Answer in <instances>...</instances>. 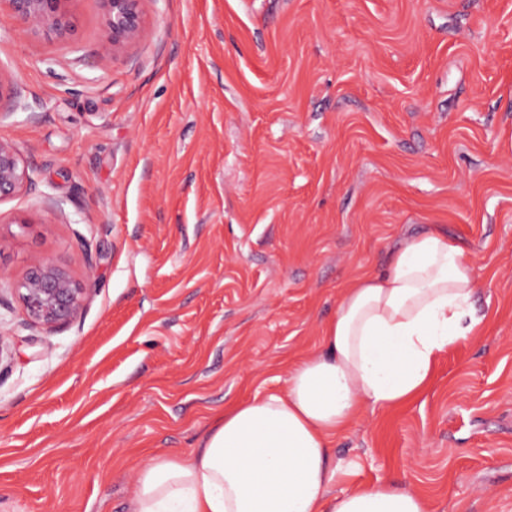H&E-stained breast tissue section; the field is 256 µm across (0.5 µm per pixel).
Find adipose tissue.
Masks as SVG:
<instances>
[{
	"label": "adipose tissue",
	"mask_w": 512,
	"mask_h": 512,
	"mask_svg": "<svg viewBox=\"0 0 512 512\" xmlns=\"http://www.w3.org/2000/svg\"><path fill=\"white\" fill-rule=\"evenodd\" d=\"M477 290L439 230L407 239L385 270L346 289L323 350L289 370L281 393L234 405L197 449L145 465L129 512H431L391 481L348 485L332 453L364 408L394 409L426 390L438 355L482 325Z\"/></svg>",
	"instance_id": "1"
}]
</instances>
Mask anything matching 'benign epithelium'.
<instances>
[{
    "label": "benign epithelium",
    "instance_id": "benign-epithelium-1",
    "mask_svg": "<svg viewBox=\"0 0 512 512\" xmlns=\"http://www.w3.org/2000/svg\"><path fill=\"white\" fill-rule=\"evenodd\" d=\"M76 0H0L8 16L34 34L64 37L71 28V5ZM105 36L103 55H113L133 43L143 27L144 0H97ZM12 79L0 73V126L20 108ZM35 189L32 170L21 149L0 136V204ZM31 325L50 333L74 321L83 311L87 289L49 261L33 266L14 285Z\"/></svg>",
    "mask_w": 512,
    "mask_h": 512
}]
</instances>
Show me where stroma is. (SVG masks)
Masks as SVG:
<instances>
[{
  "mask_svg": "<svg viewBox=\"0 0 512 512\" xmlns=\"http://www.w3.org/2000/svg\"><path fill=\"white\" fill-rule=\"evenodd\" d=\"M143 8L113 56L96 0L61 39L0 19V134L36 181L0 204V287L48 259L89 289L51 333L0 304V512H127L152 458L282 391L344 288L431 225L487 319L334 458L431 512H512V0ZM21 102L16 92L14 82L6 78L0 71V127L15 114Z\"/></svg>",
  "mask_w": 512,
  "mask_h": 512,
  "instance_id": "obj_1",
  "label": "stroma"
}]
</instances>
